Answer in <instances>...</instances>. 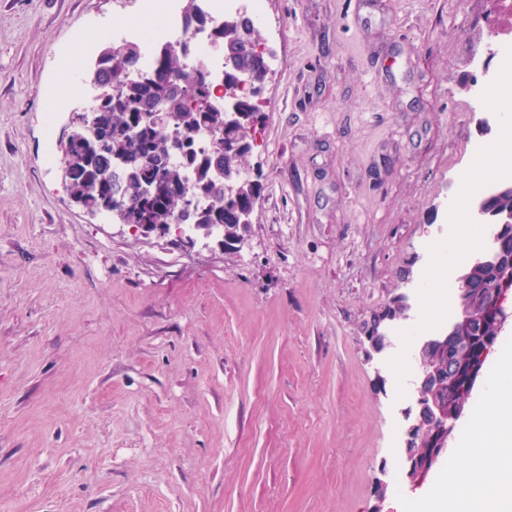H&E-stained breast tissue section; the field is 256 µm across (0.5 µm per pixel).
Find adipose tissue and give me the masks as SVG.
Returning a JSON list of instances; mask_svg holds the SVG:
<instances>
[{
  "mask_svg": "<svg viewBox=\"0 0 512 512\" xmlns=\"http://www.w3.org/2000/svg\"><path fill=\"white\" fill-rule=\"evenodd\" d=\"M420 502L421 512H512V348L496 360L494 389Z\"/></svg>",
  "mask_w": 512,
  "mask_h": 512,
  "instance_id": "1",
  "label": "adipose tissue"
}]
</instances>
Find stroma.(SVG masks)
<instances>
[{"label":"stroma","instance_id":"stroma-1","mask_svg":"<svg viewBox=\"0 0 512 512\" xmlns=\"http://www.w3.org/2000/svg\"><path fill=\"white\" fill-rule=\"evenodd\" d=\"M265 0L280 65L242 243L185 247L89 215L60 141L139 0H0V512H417L402 476L413 361L472 251L448 221L501 127L489 0ZM82 63L67 69L74 45ZM482 55L484 72L472 69ZM441 306L424 320L422 297ZM408 295L382 354L372 314Z\"/></svg>","mask_w":512,"mask_h":512}]
</instances>
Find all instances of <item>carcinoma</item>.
I'll list each match as a JSON object with an SVG mask.
<instances>
[{
    "mask_svg": "<svg viewBox=\"0 0 512 512\" xmlns=\"http://www.w3.org/2000/svg\"><path fill=\"white\" fill-rule=\"evenodd\" d=\"M213 36L239 54L238 73H225V92H233L243 112H256L254 95L241 91L243 74L262 80L269 73V64L253 52L262 41L260 30L250 18H226L213 30ZM138 50L133 45L120 49L111 46L99 54L93 80L101 95L95 105L76 112L71 132L61 142L62 177L71 199L90 215L106 213L120 224H153L162 227L177 212H183L197 231L208 238L214 231L222 235L224 245L240 241L248 225L239 224L226 212L224 187L212 179L213 169L224 167V179L233 186L239 202L246 206L261 194L260 176H252L249 158L253 147L247 127L224 124V107L212 101V88L200 70L184 68L182 55L170 49L161 53L159 65L150 72L137 68ZM162 111L160 124L143 125L138 145L126 137L125 130L141 112ZM97 112L109 113L95 145L85 139L83 123ZM178 132L188 139L206 131L224 142L229 157H200L191 144L181 145L183 162L173 161L176 152L169 149V136ZM187 173L195 180L194 189L205 195L200 206L186 210L187 202L177 198L165 202L143 198L139 188L148 176L169 182L179 181ZM512 211V192L507 185L496 189L479 202L480 223H499L500 214ZM473 278L485 286L500 285L505 271L484 267L473 271ZM465 381L460 378L445 384L438 392L441 405L448 411L456 409Z\"/></svg>",
    "mask_w": 512,
    "mask_h": 512,
    "instance_id": "carcinoma-1",
    "label": "carcinoma"
}]
</instances>
